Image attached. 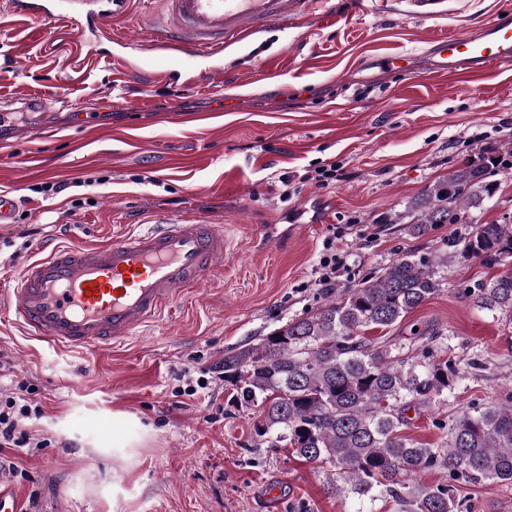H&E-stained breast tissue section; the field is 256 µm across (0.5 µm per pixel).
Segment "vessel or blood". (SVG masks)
Instances as JSON below:
<instances>
[{"instance_id": "obj_1", "label": "vessel or blood", "mask_w": 512, "mask_h": 512, "mask_svg": "<svg viewBox=\"0 0 512 512\" xmlns=\"http://www.w3.org/2000/svg\"><path fill=\"white\" fill-rule=\"evenodd\" d=\"M130 0H7L6 12L22 22L57 23L72 31L68 47L75 63L95 60L92 42L112 41L113 55L152 72L164 60L163 77L219 82L224 44L246 43L259 30L292 20L304 25L337 24L336 15L314 14V0H156V22L148 54L133 56L138 43L113 38L108 20L123 16ZM440 76L473 77L512 62V0H501L487 23L466 35H443L430 49ZM363 70L408 71L407 57L373 55ZM35 124L49 119L45 100L30 96L0 106V130L17 115ZM222 222H188L172 212L148 229L111 242L56 246L31 259L0 290V312L25 332L56 347L102 353L131 338L221 267Z\"/></svg>"}]
</instances>
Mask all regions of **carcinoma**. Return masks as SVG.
Masks as SVG:
<instances>
[{"mask_svg":"<svg viewBox=\"0 0 512 512\" xmlns=\"http://www.w3.org/2000/svg\"><path fill=\"white\" fill-rule=\"evenodd\" d=\"M509 165L512 152L480 149L410 203L412 235L423 237L437 224H469L465 236H451L428 254L405 253L344 288H328L316 310L224 354V381L259 409L257 435L270 448H289L297 458L328 466L332 493L389 498L398 512H452L455 487L414 484L419 471L512 482V393L438 423L448 428L442 445L409 438L403 434L407 412L449 406L456 387L481 364L444 357L437 332L405 348L383 334L440 291L448 264H512V217L474 222V211L495 196L496 176ZM458 293L512 321V273L463 282ZM368 330L382 335L368 336Z\"/></svg>","mask_w":512,"mask_h":512,"instance_id":"cac0c4a2","label":"carcinoma"}]
</instances>
